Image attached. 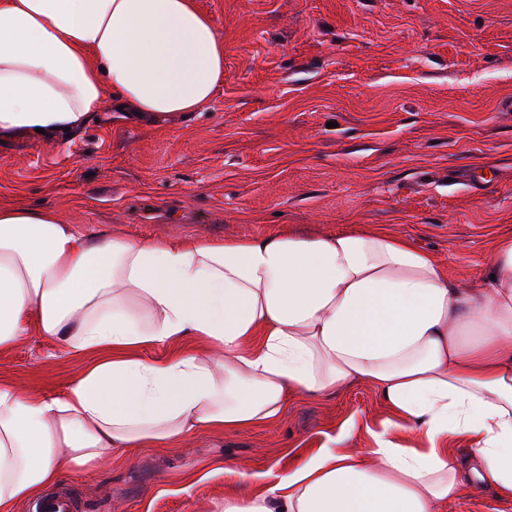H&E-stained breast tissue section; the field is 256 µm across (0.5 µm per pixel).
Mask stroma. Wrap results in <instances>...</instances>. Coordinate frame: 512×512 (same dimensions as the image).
Wrapping results in <instances>:
<instances>
[{"instance_id":"obj_1","label":"stroma","mask_w":512,"mask_h":512,"mask_svg":"<svg viewBox=\"0 0 512 512\" xmlns=\"http://www.w3.org/2000/svg\"><path fill=\"white\" fill-rule=\"evenodd\" d=\"M224 42L212 101L153 124L104 100L71 136L0 141V204L131 239L332 235L379 226L461 286L512 231V0H196ZM86 360L31 332L0 383L54 396ZM386 416L361 383L290 402L274 425L131 448L55 485L80 512H210L263 492L350 417Z\"/></svg>"}]
</instances>
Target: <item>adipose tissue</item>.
<instances>
[{
    "label": "adipose tissue",
    "mask_w": 512,
    "mask_h": 512,
    "mask_svg": "<svg viewBox=\"0 0 512 512\" xmlns=\"http://www.w3.org/2000/svg\"><path fill=\"white\" fill-rule=\"evenodd\" d=\"M223 81L224 43L195 0H0V138L77 130L108 96L143 122L193 112ZM33 329L89 361L60 395L0 384V512L115 451L267 426L355 382L388 412L372 447H348L343 427L223 512L512 498V234L482 286L462 288L380 228L133 240L0 205V349ZM183 336L202 352L139 353Z\"/></svg>",
    "instance_id": "ef3b65f1"
}]
</instances>
